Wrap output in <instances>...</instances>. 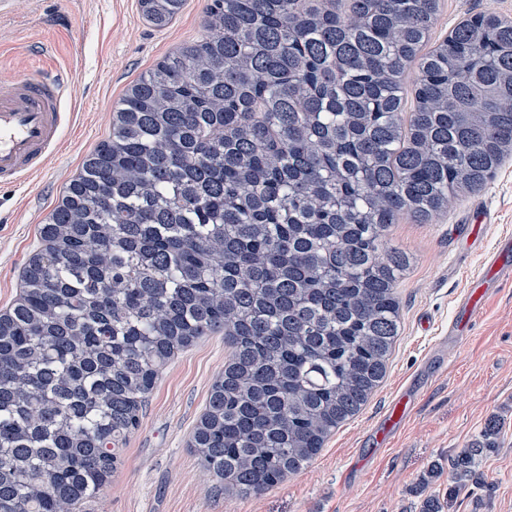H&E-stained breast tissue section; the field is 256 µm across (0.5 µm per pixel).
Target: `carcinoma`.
<instances>
[{"label": "carcinoma", "instance_id": "cac0c4a2", "mask_svg": "<svg viewBox=\"0 0 512 512\" xmlns=\"http://www.w3.org/2000/svg\"><path fill=\"white\" fill-rule=\"evenodd\" d=\"M186 0H139L169 27ZM439 0H210L140 76L39 228L0 316V512H94L160 370L231 347L193 432L241 495L314 459L383 381L404 216L429 224L512 155V22L433 49ZM499 422L451 460L477 476Z\"/></svg>", "mask_w": 512, "mask_h": 512}]
</instances>
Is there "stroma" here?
<instances>
[{
	"instance_id": "35a3bbf8",
	"label": "stroma",
	"mask_w": 512,
	"mask_h": 512,
	"mask_svg": "<svg viewBox=\"0 0 512 512\" xmlns=\"http://www.w3.org/2000/svg\"><path fill=\"white\" fill-rule=\"evenodd\" d=\"M207 2L187 0L164 30L145 21L138 0H16L11 12H0V74L38 69L37 47L45 43L74 84L70 121L46 171L0 187V311L19 297L23 268L41 247V224L110 133L125 90L201 35ZM478 12L512 19V0H440L431 44ZM504 234H512V160L480 191L449 199L433 223L404 217L392 225L387 244L408 252L411 266L397 286L402 330L386 376L304 470L260 493L219 490L192 445L228 359L223 334L175 353L122 446L96 512H420L431 495L447 499L444 512H512V287L484 304L444 364L432 360L458 298ZM406 385L418 391L408 423L388 447L371 448L373 427ZM493 417L501 421L496 449L484 458L476 483L449 494L450 457ZM434 465L440 477L429 476Z\"/></svg>"
}]
</instances>
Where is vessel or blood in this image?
I'll return each mask as SVG.
<instances>
[{
  "instance_id": "b4317fda",
  "label": "vessel or blood",
  "mask_w": 512,
  "mask_h": 512,
  "mask_svg": "<svg viewBox=\"0 0 512 512\" xmlns=\"http://www.w3.org/2000/svg\"><path fill=\"white\" fill-rule=\"evenodd\" d=\"M72 94L71 83L60 71L0 78V185L40 175L62 142L66 122L64 106ZM512 285V236L500 237L481 273L469 283L456 303L448 335L433 352L445 357L477 317L484 299ZM414 400L404 389L388 407L373 434V443L383 448L404 426Z\"/></svg>"
}]
</instances>
